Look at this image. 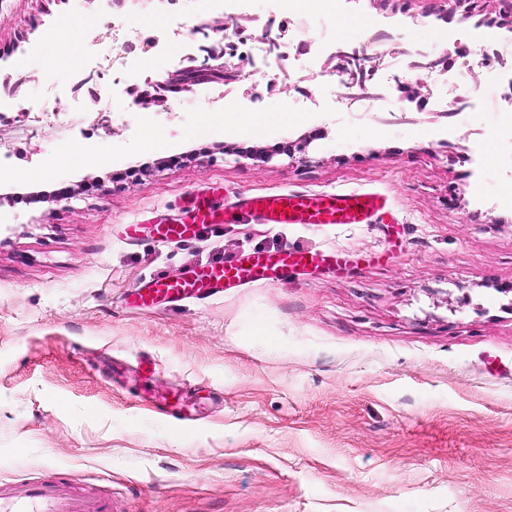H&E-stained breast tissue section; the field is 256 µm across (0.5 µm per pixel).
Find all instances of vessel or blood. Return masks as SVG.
Masks as SVG:
<instances>
[{
    "label": "vessel or blood",
    "mask_w": 512,
    "mask_h": 512,
    "mask_svg": "<svg viewBox=\"0 0 512 512\" xmlns=\"http://www.w3.org/2000/svg\"><path fill=\"white\" fill-rule=\"evenodd\" d=\"M245 212L265 223L281 224H381L396 223L397 218L385 195L365 192H281L244 199ZM235 220L225 209L220 189L196 194L187 204L181 223H158L155 236L168 241L198 235L202 230ZM386 260L379 253L366 258L346 251L328 253L284 250L276 253L253 252L225 261L224 265L192 270L175 280L154 279L131 291L126 301L133 308H149L166 303L177 305L187 299L204 301L219 296L227 288L243 287L257 281L273 283L299 269L332 266L337 275L366 263L380 265ZM169 415L179 425L193 421L194 403L184 400L181 391H173ZM0 512H112L109 500L81 492L73 477L48 478L19 485L0 480Z\"/></svg>",
    "instance_id": "obj_1"
}]
</instances>
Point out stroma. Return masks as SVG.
Masks as SVG:
<instances>
[{"mask_svg": "<svg viewBox=\"0 0 512 512\" xmlns=\"http://www.w3.org/2000/svg\"><path fill=\"white\" fill-rule=\"evenodd\" d=\"M97 4L0 0V80H23L0 117V476L72 472L114 512H512V84L491 79L512 74V49L470 41L474 20L445 22L438 0H337L329 21L318 0H294L288 35L312 52L145 108L77 88L112 50L111 27L44 38ZM149 11L174 50L140 57V76L158 79L215 16L196 0ZM380 30L392 39L372 98L349 101L327 54ZM452 38L467 51L448 67L465 107L443 117V74L412 63ZM496 51L504 64L483 66ZM416 80L420 98L402 88ZM41 101L32 121L23 107ZM318 128L305 152L280 153ZM209 185L228 208L246 193L377 191L403 242L342 280L126 309L144 281L239 253L378 252L389 239L382 224L242 213L189 241L127 238ZM179 382L214 392L181 427L162 400Z\"/></svg>", "mask_w": 512, "mask_h": 512, "instance_id": "35a3bbf8", "label": "stroma"}]
</instances>
